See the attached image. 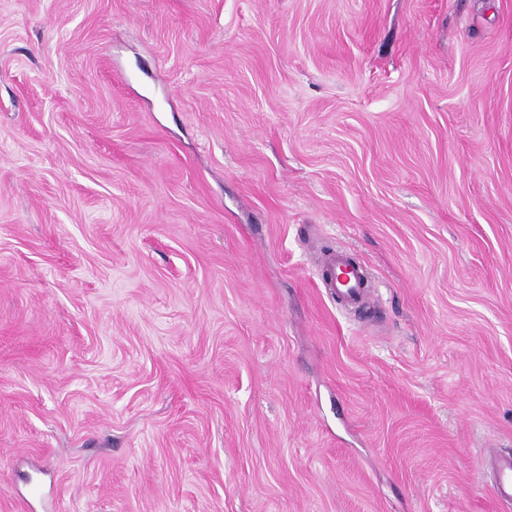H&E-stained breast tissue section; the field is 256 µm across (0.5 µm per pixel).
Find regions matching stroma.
Segmentation results:
<instances>
[{"instance_id":"stroma-1","label":"stroma","mask_w":512,"mask_h":512,"mask_svg":"<svg viewBox=\"0 0 512 512\" xmlns=\"http://www.w3.org/2000/svg\"><path fill=\"white\" fill-rule=\"evenodd\" d=\"M494 453L512 0H0V512H512ZM341 279L334 276L328 278L323 277V288H328L332 294H336L337 298L344 300L347 304H356L360 298L365 295L366 277L364 269L345 270Z\"/></svg>"}]
</instances>
